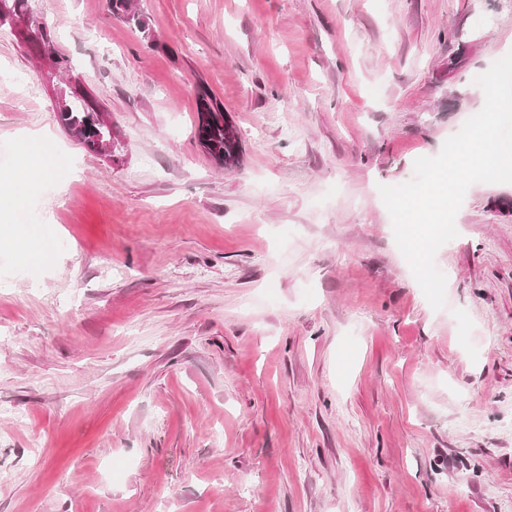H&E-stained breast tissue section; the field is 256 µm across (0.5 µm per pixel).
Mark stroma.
<instances>
[{
	"mask_svg": "<svg viewBox=\"0 0 512 512\" xmlns=\"http://www.w3.org/2000/svg\"><path fill=\"white\" fill-rule=\"evenodd\" d=\"M135 4L28 0L66 73L0 24V192L32 131L53 167L0 210V512H512V183L468 188L439 310L379 192L482 109L512 0ZM210 101L211 120L204 127L197 125L196 138H204L208 144V155L224 164L225 168L236 167L241 153V139L236 127L224 123V106L206 89L197 97L198 112L206 99ZM58 120L86 149L100 153V147L112 141V135L92 108L71 104L61 99L57 107Z\"/></svg>",
	"mask_w": 512,
	"mask_h": 512,
	"instance_id": "stroma-1",
	"label": "stroma"
}]
</instances>
